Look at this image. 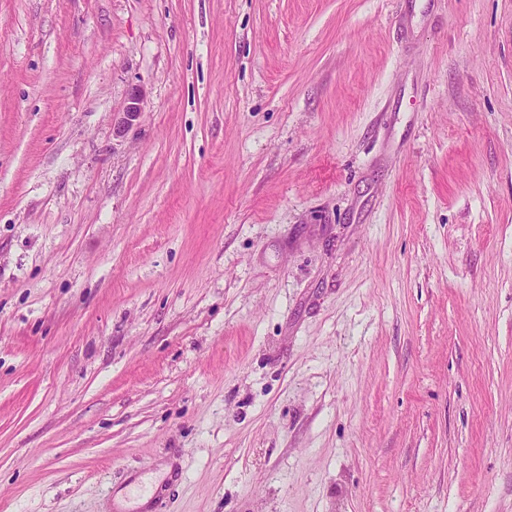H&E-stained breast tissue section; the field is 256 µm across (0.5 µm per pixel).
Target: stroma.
Here are the masks:
<instances>
[{"label":"stroma","mask_w":512,"mask_h":512,"mask_svg":"<svg viewBox=\"0 0 512 512\" xmlns=\"http://www.w3.org/2000/svg\"><path fill=\"white\" fill-rule=\"evenodd\" d=\"M136 478L512 512V0H0V512ZM143 91L136 88L130 94L127 105L123 112H120L118 118L117 129L119 131H125V129L134 125L141 115V104L143 101Z\"/></svg>","instance_id":"stroma-1"}]
</instances>
